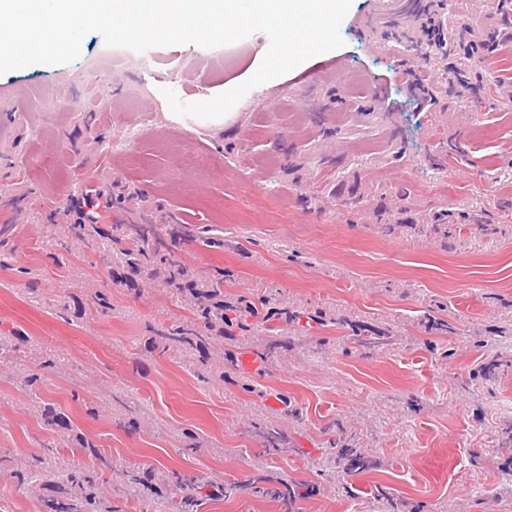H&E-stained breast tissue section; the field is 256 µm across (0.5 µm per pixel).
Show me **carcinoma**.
Wrapping results in <instances>:
<instances>
[{"mask_svg": "<svg viewBox=\"0 0 512 512\" xmlns=\"http://www.w3.org/2000/svg\"><path fill=\"white\" fill-rule=\"evenodd\" d=\"M492 12L502 22L512 25V0H490ZM419 43L423 45L425 60L434 67V81L428 87V95L435 100L438 95L457 90L458 97L465 98L470 80L474 79L492 87V99L498 106L512 108V77L505 67L494 75L484 69V52L488 43L500 32H477L465 20L439 7L437 13L425 18L420 29ZM336 202L352 215L366 214L374 224H383L387 232L408 224L417 232H426L440 238L443 246L455 247L461 243V231L468 225H477L486 235L500 232V226L489 219L485 207L473 202H460L455 206H440L416 218L405 221L399 218L408 212L406 203L410 194L403 192V202L398 211L386 207H368L367 197L356 188L343 191L345 181L336 174ZM103 193L85 198L89 212L72 224H55L59 245L66 251L75 247L79 252H88L98 258L111 272L112 281L125 285L141 279L156 281L181 301L188 315L169 324L153 329L156 347L165 353L177 351L185 361L201 354L203 361L211 359L210 341L224 338V332L234 334L238 329L252 335L260 325L267 322L273 313L275 299L256 294L251 297L238 296L233 300L224 299V288L229 286L230 275L222 269L208 276H199L192 266L178 253L171 250L166 240L175 241L186 235L183 224H165L164 233H159L153 224H111L105 226L93 218L94 210L100 206ZM88 308L106 316L112 312V299L103 289L92 288L86 298ZM62 364L46 359L35 368L23 367L21 385L31 391L45 384L51 375L62 373ZM43 421L62 429L69 427L65 416L56 412L49 404L40 407ZM336 455L346 473L366 471L372 461L359 452L346 436L341 426H336ZM263 438L264 450L269 454H283L290 451L287 435L277 424H267L258 429ZM53 450L32 459L28 470L16 477L21 483L38 488L39 512H112V506L102 496L97 472L76 467L59 468V462L52 461ZM124 480L119 491L137 496V489L152 480L145 472L123 473ZM171 490L170 507L173 512H198L203 498L200 489L203 484L194 478L172 473L163 480ZM250 492L272 499L287 498L291 501L304 498L306 494L283 482L280 478L262 475L249 477L213 487L209 495L222 494L232 497Z\"/></svg>", "mask_w": 512, "mask_h": 512, "instance_id": "cac0c4a2", "label": "carcinoma"}]
</instances>
